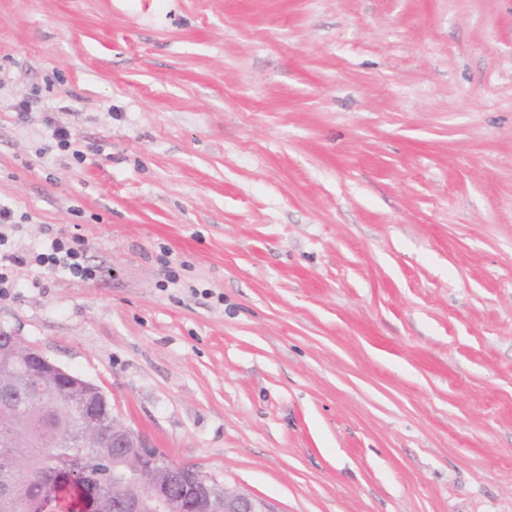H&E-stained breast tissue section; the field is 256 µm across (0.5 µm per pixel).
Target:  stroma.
Masks as SVG:
<instances>
[{
  "label": "stroma",
  "mask_w": 512,
  "mask_h": 512,
  "mask_svg": "<svg viewBox=\"0 0 512 512\" xmlns=\"http://www.w3.org/2000/svg\"><path fill=\"white\" fill-rule=\"evenodd\" d=\"M0 198L99 270L18 268L0 329L173 463L512 512V0H0Z\"/></svg>",
  "instance_id": "obj_1"
}]
</instances>
